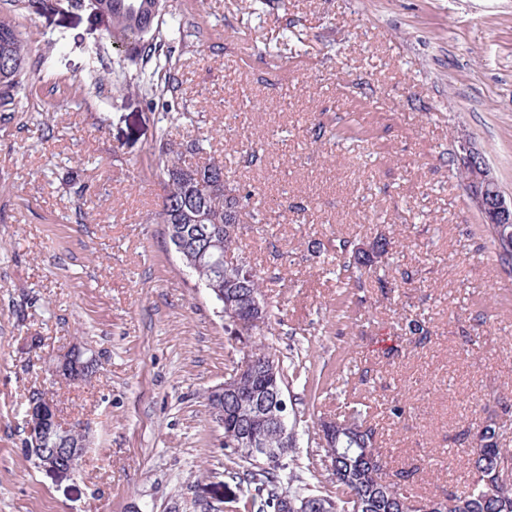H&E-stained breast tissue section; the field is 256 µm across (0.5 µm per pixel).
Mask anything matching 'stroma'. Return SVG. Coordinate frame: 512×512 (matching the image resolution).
<instances>
[{"label": "stroma", "mask_w": 512, "mask_h": 512, "mask_svg": "<svg viewBox=\"0 0 512 512\" xmlns=\"http://www.w3.org/2000/svg\"><path fill=\"white\" fill-rule=\"evenodd\" d=\"M199 26L172 59V119L112 84L134 75L88 12L19 17L39 96L0 120V512H253L252 488L225 472L224 431L207 391L244 361L217 303L183 266L160 224L154 147L208 140L251 190L244 242L258 267L287 255L289 286L269 284L267 343L308 347L326 377L316 412L368 405L389 469L415 470L442 497L470 480L459 434L494 399L512 401V276L504 273L452 159L466 136L512 196V0H167ZM105 74L99 93L44 108L56 82ZM265 142L261 166L224 139ZM407 237L383 283L340 288L307 260L336 235L366 244ZM412 269L411 286L397 285ZM482 315L480 330L471 318ZM426 322L413 347L400 327ZM309 329L310 337L300 336ZM86 348L98 369L53 376ZM376 370L363 386V367ZM88 428L74 476L38 468L23 445L29 395ZM406 414L394 419L392 399Z\"/></svg>", "instance_id": "stroma-1"}]
</instances>
